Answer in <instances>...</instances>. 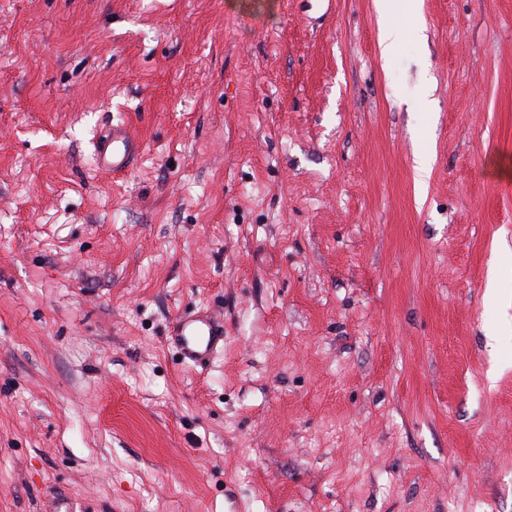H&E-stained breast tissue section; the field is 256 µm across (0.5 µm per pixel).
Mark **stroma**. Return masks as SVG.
Instances as JSON below:
<instances>
[{"instance_id":"stroma-1","label":"stroma","mask_w":512,"mask_h":512,"mask_svg":"<svg viewBox=\"0 0 512 512\" xmlns=\"http://www.w3.org/2000/svg\"><path fill=\"white\" fill-rule=\"evenodd\" d=\"M395 20L0 0V512H512V0ZM388 2L391 0H377V12L379 15V48L381 54L387 55L401 42L403 29L391 23V8ZM141 148V143L133 139L123 125H112V130L97 142L98 164L112 174L124 172ZM169 340L184 361L204 365L224 348V323L208 311L181 316L172 322Z\"/></svg>"}]
</instances>
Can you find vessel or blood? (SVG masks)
<instances>
[{
    "label": "vessel or blood",
    "mask_w": 512,
    "mask_h": 512,
    "mask_svg": "<svg viewBox=\"0 0 512 512\" xmlns=\"http://www.w3.org/2000/svg\"><path fill=\"white\" fill-rule=\"evenodd\" d=\"M141 148V143L133 139L124 126H113L96 145L98 164L115 174L124 172ZM169 340L184 361L203 365L223 348L224 324L206 311L187 317L181 316L173 321Z\"/></svg>",
    "instance_id": "obj_1"
}]
</instances>
